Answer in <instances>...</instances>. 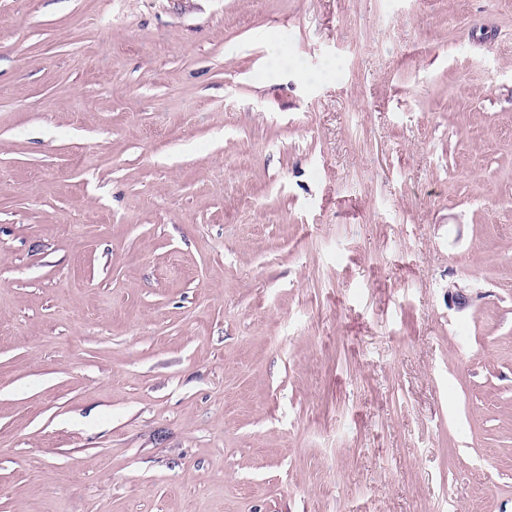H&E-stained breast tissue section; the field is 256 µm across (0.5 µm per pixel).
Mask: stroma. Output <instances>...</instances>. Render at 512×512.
<instances>
[{
    "mask_svg": "<svg viewBox=\"0 0 512 512\" xmlns=\"http://www.w3.org/2000/svg\"><path fill=\"white\" fill-rule=\"evenodd\" d=\"M0 512H512V0H0Z\"/></svg>",
    "mask_w": 512,
    "mask_h": 512,
    "instance_id": "1",
    "label": "stroma"
}]
</instances>
